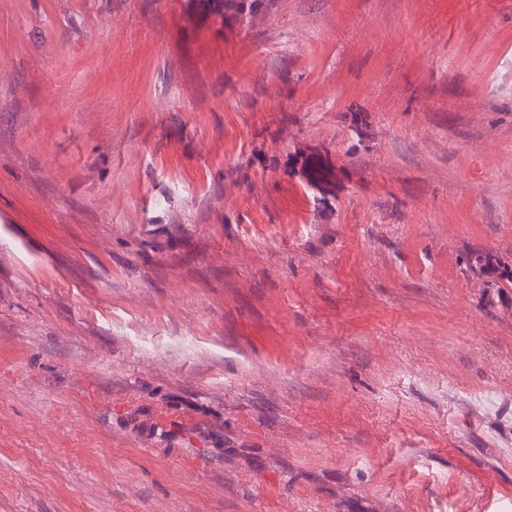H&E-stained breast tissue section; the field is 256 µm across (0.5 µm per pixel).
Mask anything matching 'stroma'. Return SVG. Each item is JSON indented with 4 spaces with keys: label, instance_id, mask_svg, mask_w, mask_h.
<instances>
[{
    "label": "stroma",
    "instance_id": "1",
    "mask_svg": "<svg viewBox=\"0 0 512 512\" xmlns=\"http://www.w3.org/2000/svg\"><path fill=\"white\" fill-rule=\"evenodd\" d=\"M0 512H512V0H0ZM259 0H234L230 1L227 6H225L224 11V3L221 4L220 1L217 0H202V2L208 5L210 12L214 15L219 16L222 20H224V14L226 11H234L235 13H254L256 8V2Z\"/></svg>",
    "mask_w": 512,
    "mask_h": 512
}]
</instances>
